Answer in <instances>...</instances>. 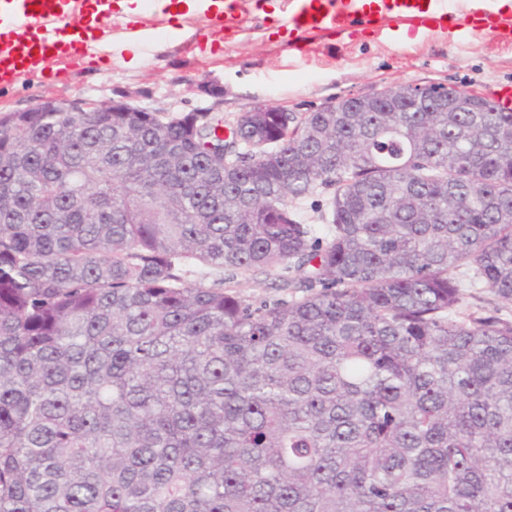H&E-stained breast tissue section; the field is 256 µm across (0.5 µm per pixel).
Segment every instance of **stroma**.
Listing matches in <instances>:
<instances>
[{"label": "stroma", "mask_w": 512, "mask_h": 512, "mask_svg": "<svg viewBox=\"0 0 512 512\" xmlns=\"http://www.w3.org/2000/svg\"><path fill=\"white\" fill-rule=\"evenodd\" d=\"M283 6V0H258L253 24L236 34L214 18L182 16L175 21L179 36L146 44L136 66L119 51L58 58L50 73L25 71L0 82V113L26 109L44 98L107 103L129 95L143 107L174 114L217 104L229 127L251 105L307 112L396 84L444 83L489 99L503 88L512 89V45L455 42L444 35L410 39L402 29L299 39L280 26L276 11ZM455 276L465 283L461 315L512 320V302L491 289L468 287L464 271ZM212 277L255 304L285 296L275 272L227 276L217 270Z\"/></svg>", "instance_id": "obj_1"}]
</instances>
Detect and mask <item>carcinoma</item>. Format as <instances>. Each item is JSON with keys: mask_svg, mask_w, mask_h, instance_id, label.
Segmentation results:
<instances>
[{"mask_svg": "<svg viewBox=\"0 0 512 512\" xmlns=\"http://www.w3.org/2000/svg\"><path fill=\"white\" fill-rule=\"evenodd\" d=\"M459 94L233 160L220 112L0 113V512H512V323L452 276L512 302V112ZM280 273L279 271L256 276L238 273L232 277L227 271L214 270L205 284L210 285L213 281L224 277V288L236 292L240 297L254 304H259L262 301L271 302L281 298L290 299L289 290L284 291L282 288H276V285L279 284ZM453 276L461 280L466 287L461 288L462 301L458 309L462 316L496 314L503 320H512V302L502 299L490 288H469V275L465 274L464 270L454 271Z\"/></svg>", "mask_w": 512, "mask_h": 512, "instance_id": "1", "label": "carcinoma"}]
</instances>
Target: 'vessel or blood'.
Segmentation results:
<instances>
[{
    "instance_id": "vessel-or-blood-1",
    "label": "vessel or blood",
    "mask_w": 512,
    "mask_h": 512,
    "mask_svg": "<svg viewBox=\"0 0 512 512\" xmlns=\"http://www.w3.org/2000/svg\"><path fill=\"white\" fill-rule=\"evenodd\" d=\"M20 27L39 30L37 42L22 46L15 55L0 54V73L14 70L19 58L55 49L65 27L57 0H0ZM257 0H225L224 25L241 31L254 17ZM404 23L408 31L423 35L446 34L454 29L459 39L491 38L512 41V12L498 0H288L283 21L308 35H344L357 27L382 29L388 21Z\"/></svg>"
}]
</instances>
